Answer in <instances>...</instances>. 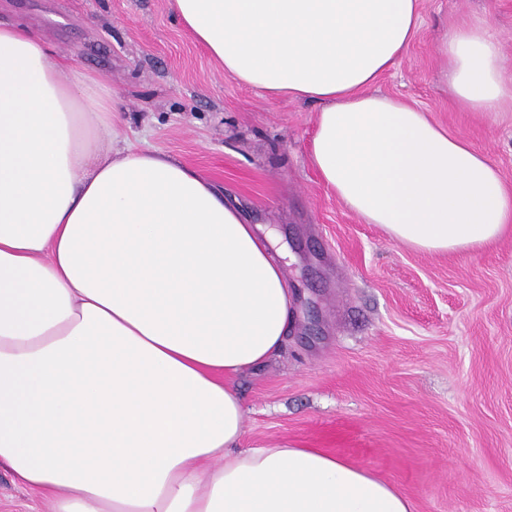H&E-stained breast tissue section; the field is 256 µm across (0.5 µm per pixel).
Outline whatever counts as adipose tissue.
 <instances>
[{"label":"adipose tissue","mask_w":512,"mask_h":512,"mask_svg":"<svg viewBox=\"0 0 512 512\" xmlns=\"http://www.w3.org/2000/svg\"><path fill=\"white\" fill-rule=\"evenodd\" d=\"M419 0H172L241 83L320 103L308 157L350 211L429 254L512 225V188L467 140L373 92ZM448 91L512 107L485 16L449 22ZM0 22V466L52 512H413L321 448L240 449L233 378L284 345L283 265L211 179L121 148L115 94ZM112 151H105V144Z\"/></svg>","instance_id":"obj_1"}]
</instances>
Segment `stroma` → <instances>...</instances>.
<instances>
[{"instance_id":"1","label":"stroma","mask_w":512,"mask_h":512,"mask_svg":"<svg viewBox=\"0 0 512 512\" xmlns=\"http://www.w3.org/2000/svg\"><path fill=\"white\" fill-rule=\"evenodd\" d=\"M494 23L512 68V0H420L419 29L375 92L471 142L512 186V112L448 97L438 47L457 17ZM123 102L122 138L213 180L285 253L292 319L238 375L245 448H323L404 493L414 512H512V230L467 256L428 255L339 202L308 159L320 106L241 85L172 0H0ZM0 512H51L0 467Z\"/></svg>"}]
</instances>
